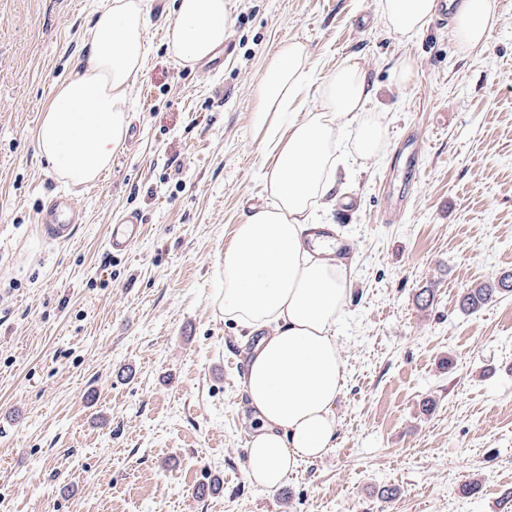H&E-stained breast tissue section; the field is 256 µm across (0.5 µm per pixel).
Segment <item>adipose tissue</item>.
Returning <instances> with one entry per match:
<instances>
[{"label":"adipose tissue","mask_w":512,"mask_h":512,"mask_svg":"<svg viewBox=\"0 0 512 512\" xmlns=\"http://www.w3.org/2000/svg\"><path fill=\"white\" fill-rule=\"evenodd\" d=\"M227 3L173 0L166 45L179 65L195 66L223 47ZM378 7L383 25L409 40L437 0H378ZM498 18V0H461L451 28L458 49L485 47ZM147 29L146 0H101L84 57L56 84L35 130L40 156L60 178L84 185L111 168L128 132L131 83L146 69ZM308 64L304 43L283 41L255 89L253 125L271 204L242 216L218 272L225 320L261 336L243 379L252 413L245 470L265 490L335 445L334 409L345 380L337 340L349 268L331 247L308 241L306 231L336 187L342 157L364 161L388 146L368 73L356 58L337 62L314 86Z\"/></svg>","instance_id":"adipose-tissue-1"}]
</instances>
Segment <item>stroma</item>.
Masks as SVG:
<instances>
[{
  "mask_svg": "<svg viewBox=\"0 0 512 512\" xmlns=\"http://www.w3.org/2000/svg\"><path fill=\"white\" fill-rule=\"evenodd\" d=\"M499 4L487 46L463 55L431 23L399 40L378 0H230L234 50L210 69L174 62L171 0H148L132 133L110 172L74 187L34 132L99 0H0V512H501L512 291L460 304L512 274V0ZM289 39L316 80L359 60L390 150L338 174L320 217L356 246L335 446L266 491L245 471L238 364L253 340L220 313L216 269L245 199L266 194L254 91ZM409 135L422 170L389 215L393 149ZM58 192L84 216L64 245L38 224ZM350 196L357 209L339 218ZM128 211L145 230L115 256L107 229ZM511 288V274L503 276L497 284H481L474 288H468L463 297V306L468 310H477L491 301L493 297L512 291Z\"/></svg>",
  "mask_w": 512,
  "mask_h": 512,
  "instance_id": "obj_1",
  "label": "stroma"
}]
</instances>
